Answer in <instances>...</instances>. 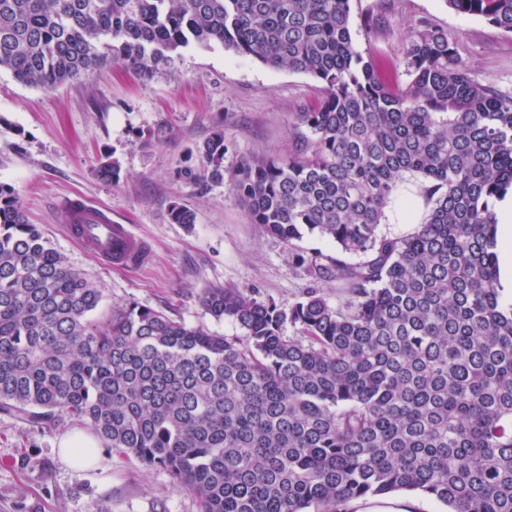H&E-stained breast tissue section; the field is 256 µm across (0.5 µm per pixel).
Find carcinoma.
<instances>
[{"label": "carcinoma", "mask_w": 512, "mask_h": 512, "mask_svg": "<svg viewBox=\"0 0 512 512\" xmlns=\"http://www.w3.org/2000/svg\"><path fill=\"white\" fill-rule=\"evenodd\" d=\"M447 2L512 34V0ZM212 41L323 84L288 155L243 165L233 189L270 235L359 256L300 257L350 298L334 309L308 291L285 311L207 289L202 306L245 345L134 302L98 317L102 291L0 185V412L76 419L201 512H344L395 492L512 512V306L495 287L494 216L512 187V92L481 83L426 21L389 82L355 46L351 0H0V70L28 86L109 62L146 77ZM226 151L216 129L180 174L222 182ZM94 172L117 181L121 166L104 153ZM409 179L428 215L410 235L379 233ZM169 217L196 220L177 203Z\"/></svg>", "instance_id": "carcinoma-1"}]
</instances>
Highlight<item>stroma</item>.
<instances>
[{"mask_svg":"<svg viewBox=\"0 0 512 512\" xmlns=\"http://www.w3.org/2000/svg\"><path fill=\"white\" fill-rule=\"evenodd\" d=\"M356 47L386 63L398 62L411 27L425 19L456 36L459 58L483 83L512 92V34L446 0H352ZM376 21L364 29V18ZM309 75L272 69L222 44H190L167 67L144 79L107 65L53 87H32L0 72V183L19 197L30 223L103 293L102 311L130 302L210 333L235 337L238 325L216 320L201 304L210 288H238L289 309L308 290L329 306L345 303L336 282H314L300 256L352 262L333 242L312 235L292 243L252 223L233 191L242 164L293 146L295 115L322 97ZM223 129L228 150L224 181L203 185L180 178L196 148ZM119 160L118 181L95 177L101 152ZM419 186L404 185L385 211L380 233L414 231L407 213L423 218ZM81 194L148 239L153 254L135 269H109L67 235L58 209ZM192 209L195 224H174L169 208ZM76 421L40 429L0 413V512H200L198 500L178 489L165 470L105 449L101 467L65 464L58 443L80 430Z\"/></svg>","mask_w":512,"mask_h":512,"instance_id":"1","label":"stroma"}]
</instances>
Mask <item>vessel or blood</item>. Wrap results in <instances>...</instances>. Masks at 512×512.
Masks as SVG:
<instances>
[{"instance_id": "1", "label": "vessel or blood", "mask_w": 512, "mask_h": 512, "mask_svg": "<svg viewBox=\"0 0 512 512\" xmlns=\"http://www.w3.org/2000/svg\"><path fill=\"white\" fill-rule=\"evenodd\" d=\"M61 207L68 236L106 267H138L147 260L149 242L113 220L110 210L82 196L65 198Z\"/></svg>"}]
</instances>
